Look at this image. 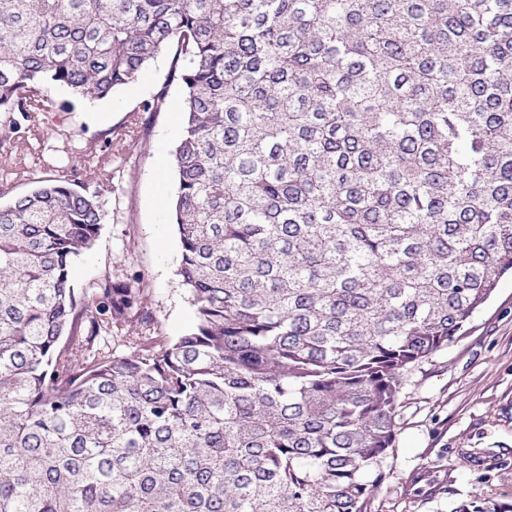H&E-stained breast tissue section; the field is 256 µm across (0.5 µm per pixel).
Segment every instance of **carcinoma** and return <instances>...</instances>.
<instances>
[{"label": "carcinoma", "instance_id": "1", "mask_svg": "<svg viewBox=\"0 0 512 512\" xmlns=\"http://www.w3.org/2000/svg\"><path fill=\"white\" fill-rule=\"evenodd\" d=\"M163 50L195 324L75 288L99 192L0 205V512H372L408 374L512 271V0H0V127Z\"/></svg>", "mask_w": 512, "mask_h": 512}]
</instances>
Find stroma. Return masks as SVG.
I'll list each match as a JSON object with an SVG mask.
<instances>
[{"label": "stroma", "instance_id": "35a3bbf8", "mask_svg": "<svg viewBox=\"0 0 512 512\" xmlns=\"http://www.w3.org/2000/svg\"><path fill=\"white\" fill-rule=\"evenodd\" d=\"M172 55L157 56L138 80L107 99L70 103L66 111L22 122L11 153H0V174L23 163L37 170L51 161V129L75 132L83 146L68 176L76 188L100 190L107 221L93 249L73 268L78 288L139 280L138 317H149L155 335L172 339L194 322L187 289L178 275L180 244L173 224L159 218L175 186L173 150L183 122V95L166 86ZM167 87L164 112L147 119L142 105ZM111 156V166L88 175L85 152ZM394 449L385 467L374 512H452L473 494L512 503V278L447 349L409 374L396 418ZM482 454V470L466 461Z\"/></svg>", "mask_w": 512, "mask_h": 512}]
</instances>
